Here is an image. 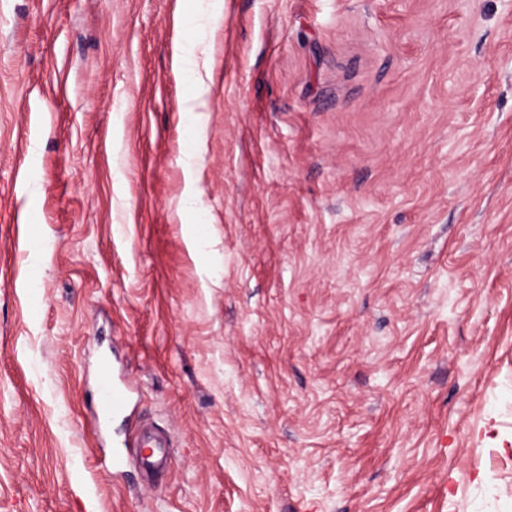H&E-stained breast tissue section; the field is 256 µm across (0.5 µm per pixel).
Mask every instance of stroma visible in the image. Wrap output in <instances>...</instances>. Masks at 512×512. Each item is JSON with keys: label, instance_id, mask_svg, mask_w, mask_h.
<instances>
[{"label": "stroma", "instance_id": "35a3bbf8", "mask_svg": "<svg viewBox=\"0 0 512 512\" xmlns=\"http://www.w3.org/2000/svg\"><path fill=\"white\" fill-rule=\"evenodd\" d=\"M0 512H512V0H0ZM98 394L106 410L102 422L107 420L110 413L115 416L126 409L127 399L124 388L114 382L112 368L106 357H103L99 363ZM137 446L139 448H157L156 454L153 451L143 456L142 464L147 471L169 459L166 449L170 446L169 440L162 432L154 428L146 427L142 430L137 439Z\"/></svg>", "mask_w": 512, "mask_h": 512}]
</instances>
